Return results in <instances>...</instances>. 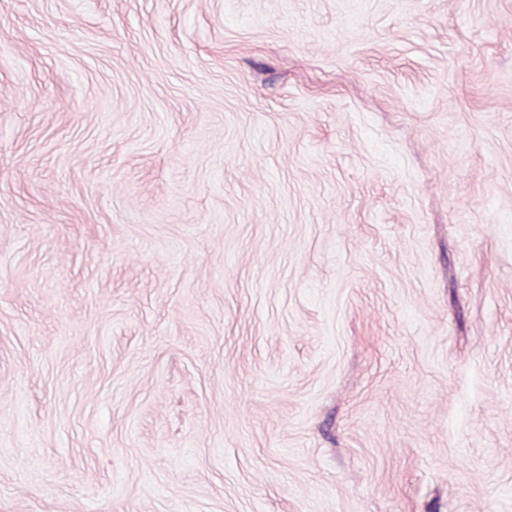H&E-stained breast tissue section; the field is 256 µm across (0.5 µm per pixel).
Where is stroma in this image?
<instances>
[{"mask_svg": "<svg viewBox=\"0 0 512 512\" xmlns=\"http://www.w3.org/2000/svg\"><path fill=\"white\" fill-rule=\"evenodd\" d=\"M0 512H512V0H0Z\"/></svg>", "mask_w": 512, "mask_h": 512, "instance_id": "obj_1", "label": "stroma"}]
</instances>
